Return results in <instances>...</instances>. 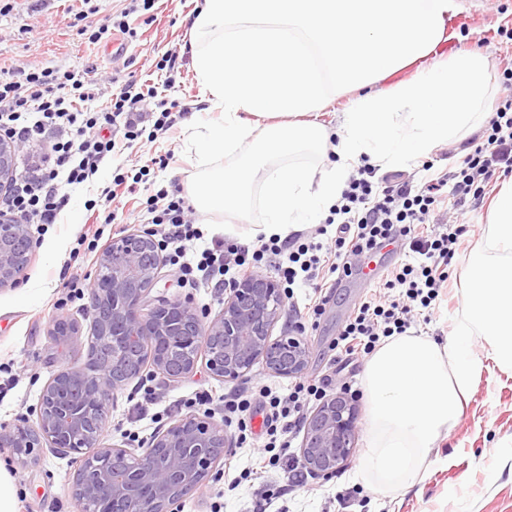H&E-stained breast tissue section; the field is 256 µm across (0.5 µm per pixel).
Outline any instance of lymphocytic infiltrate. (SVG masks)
Here are the masks:
<instances>
[{"label": "lymphocytic infiltrate", "mask_w": 512, "mask_h": 512, "mask_svg": "<svg viewBox=\"0 0 512 512\" xmlns=\"http://www.w3.org/2000/svg\"><path fill=\"white\" fill-rule=\"evenodd\" d=\"M92 85L85 72L0 67V135L34 147L23 175L0 194V212L12 220L56 223L68 200L62 186L87 183L115 149L116 135L132 142L147 129L165 132L173 127L172 111L179 108V101H170L158 114L147 108L148 100L159 95L156 86L141 90L135 81H127L106 104L90 110L86 103L94 98ZM466 147V154L448 169L439 171L433 163H423L426 177L420 185L398 174L377 176L375 168L362 165L316 233L285 240L273 236L255 247L218 240L192 255L191 245L202 233L178 189L147 197L145 215L148 223L164 226L167 257L184 276L220 295L225 287L261 275L263 266L273 265L286 296L300 287L311 288L308 303L295 316L313 323L324 314L337 279L351 275L348 256L406 241L414 262L391 271L384 283L390 290L403 289V299L385 302L374 294L358 306L335 342L337 357L344 362L371 353L381 339L405 334L416 310L439 299L465 227L435 226L431 217L448 198L459 210L483 201L497 174L512 173V95L499 102ZM332 382L328 375H300L284 397L275 388L260 389L265 445L250 470L254 479L264 480L276 468L289 485L303 484V467L290 448L309 409L326 398Z\"/></svg>", "instance_id": "lymphocytic-infiltrate-1"}]
</instances>
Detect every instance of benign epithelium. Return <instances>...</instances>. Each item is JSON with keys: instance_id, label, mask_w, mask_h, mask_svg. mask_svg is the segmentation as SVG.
<instances>
[{"instance_id": "1", "label": "benign epithelium", "mask_w": 512, "mask_h": 512, "mask_svg": "<svg viewBox=\"0 0 512 512\" xmlns=\"http://www.w3.org/2000/svg\"><path fill=\"white\" fill-rule=\"evenodd\" d=\"M18 152L16 141L0 136V186L13 180ZM31 253L30 225L0 219V288L17 284ZM161 266L153 232H133L112 241L101 254L92 288L91 326L105 345L94 343L89 348L91 370L60 368L43 387L36 423L0 429V446L12 449L24 467L38 463L35 448L79 455L72 493L82 502L100 503L99 512H143L141 507L124 508L131 498L149 503L150 512H168L175 500L202 486L225 447L223 428L197 415L157 434L142 456L103 443L112 396L134 379L119 365L114 351L122 349L132 359L136 341L147 337L155 343L154 369L174 378L197 367L196 354L182 360L178 369L170 367L174 347L188 343L206 348L221 343L223 349L205 357V365L225 380L247 374L259 358L283 377L301 375L308 364L309 346L302 337L272 338L282 306L275 283L263 277L235 283L224 298V310L212 319L199 314L186 299L164 300L145 310L144 298ZM356 433L353 403L339 391L309 418L300 461L313 475L329 478L352 454ZM117 457L128 463L112 466Z\"/></svg>"}]
</instances>
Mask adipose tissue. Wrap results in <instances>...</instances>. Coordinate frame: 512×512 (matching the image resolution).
I'll return each mask as SVG.
<instances>
[{
  "label": "adipose tissue",
  "instance_id": "adipose-tissue-1",
  "mask_svg": "<svg viewBox=\"0 0 512 512\" xmlns=\"http://www.w3.org/2000/svg\"><path fill=\"white\" fill-rule=\"evenodd\" d=\"M457 0H201L192 48L198 81L223 125L199 134L204 171L189 188L195 210L245 219L260 194L265 235H287L327 213L354 167L427 156L487 112L486 59L459 51L431 63L448 40ZM414 68L409 82L388 85ZM336 91L364 89L337 118V144L310 115ZM322 169L269 168L301 149ZM229 166H219L223 157Z\"/></svg>",
  "mask_w": 512,
  "mask_h": 512
}]
</instances>
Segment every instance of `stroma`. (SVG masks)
Masks as SVG:
<instances>
[{
	"instance_id": "stroma-1",
	"label": "stroma",
	"mask_w": 512,
	"mask_h": 512,
	"mask_svg": "<svg viewBox=\"0 0 512 512\" xmlns=\"http://www.w3.org/2000/svg\"><path fill=\"white\" fill-rule=\"evenodd\" d=\"M129 0H7L0 13V65L21 63L28 67H54L62 70L90 71L95 82L96 104H104L113 89L133 79L141 83L159 82L161 60L177 55L175 86L169 98L187 107L177 116L173 128L155 141L139 138L134 142L117 139V148L100 164L90 182L68 188L69 202L58 223L32 227L34 241L31 261L16 286L0 289V383L13 387L0 400V426L16 423L23 417L36 418L41 391L50 377L63 366L86 362L92 341L88 301L69 304L56 311L55 302L63 295L64 276H77L93 282L97 255L88 253L81 238L94 218L86 210L88 200L99 199L103 188L111 185L115 174H135L151 158L170 155L167 167L152 168L147 183L138 184L135 194L108 203L116 220L99 226L100 247L130 232L143 230L147 222L140 200L172 185L187 187L201 173L194 153L187 146L194 129L223 123L221 110L205 108L194 73L191 33L196 17L195 0H156L155 20L143 24L139 15H131L139 38L127 46L121 60L108 56L107 42L89 43L74 28L76 15L88 14L101 24L113 12L124 9ZM460 10L477 13L471 23L460 24L453 32L457 48L479 51L490 65L495 99L505 93L501 58L512 56V41L497 34L498 27L512 28V0H460ZM447 215H458L467 227L462 244L448 265L450 275L442 299L434 309L416 316L414 332L442 343L451 336L454 322L463 310L460 291L464 261L480 249L487 238V204L466 207L456 214L444 206ZM265 221L261 203H254L245 222L222 217L220 223L202 216L198 222L205 239L254 243ZM379 282L364 283L359 277L344 278L335 289L318 326L306 328L303 338L310 347L307 374H328L336 384L350 383L357 409V435L352 456L328 479L307 476L301 487L287 486L282 474L271 471L265 481L274 512H512V369L484 360L467 390L459 421L450 435L441 437L431 449L412 487L382 492L360 475L359 461L366 446L369 428L368 406L363 377L367 357L354 358L349 366L333 362V342L358 305L376 289ZM191 299L194 306L209 316L224 308L222 299L209 289L183 281L176 266L163 264L156 282L147 293L149 303L162 299ZM76 324L78 333L72 343H55L51 332L60 319ZM151 377L156 388L159 422L143 420L139 439L127 436L124 419L129 389L117 391L109 404L108 426L104 441L120 444L141 455L147 452L153 437L179 419L173 411L175 401L207 390L221 394L235 389L268 384L288 389L290 380L274 374L263 360H256L246 376L236 380L214 378L205 366L184 378L170 380L159 372ZM39 463L22 467L11 449L0 447V464L6 465L20 512H82L71 494L70 480L78 467L73 457L48 448L38 449ZM224 468L214 467L202 487L175 503L170 512H210L215 499L224 502L223 512H253L256 505L254 485L244 481L232 490L224 489Z\"/></svg>"
}]
</instances>
